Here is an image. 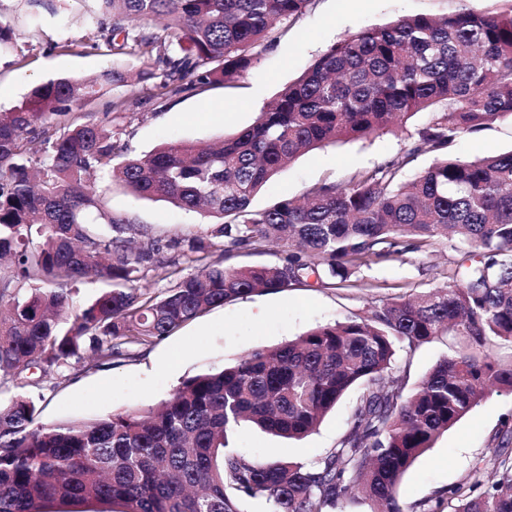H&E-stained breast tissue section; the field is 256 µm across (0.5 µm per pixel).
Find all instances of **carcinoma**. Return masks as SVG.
I'll return each instance as SVG.
<instances>
[{
  "label": "carcinoma",
  "mask_w": 512,
  "mask_h": 512,
  "mask_svg": "<svg viewBox=\"0 0 512 512\" xmlns=\"http://www.w3.org/2000/svg\"><path fill=\"white\" fill-rule=\"evenodd\" d=\"M309 0H95L83 45L152 62L137 74L145 98L197 93L236 80L277 24ZM443 16L401 17L329 46L260 112L216 143L165 144L123 154L128 100L99 123L75 110L107 86L56 79L0 113V384L19 393L0 405V512H44L54 501H112L120 512H336L359 496L375 512H512V455L505 434L493 475L406 506L400 482L417 458L494 393H512V150L474 161L449 155L457 138L512 117V0H470ZM39 28L54 0H29ZM432 114L417 145L344 183L263 208L253 197L298 155L364 139ZM420 152L437 159L410 180ZM107 175L143 198H163L219 219L204 236L164 239L105 208L91 177ZM221 253H216L217 244ZM286 248L274 266L227 264L235 250ZM448 243L475 251L451 283L376 306L363 317L315 327L258 349L235 365L187 378L155 407L52 425L37 422L26 393L35 375L71 361L110 364L207 310L255 291L334 288L363 266ZM193 268L183 273L181 265ZM167 269L158 294L137 287ZM112 287L75 305L74 285ZM459 347L416 389L390 376L397 351L440 336ZM352 426L316 463L257 457L229 446L244 423L302 439L349 390Z\"/></svg>",
  "instance_id": "cac0c4a2"
}]
</instances>
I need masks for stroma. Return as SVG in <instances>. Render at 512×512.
<instances>
[{"label": "stroma", "instance_id": "1", "mask_svg": "<svg viewBox=\"0 0 512 512\" xmlns=\"http://www.w3.org/2000/svg\"><path fill=\"white\" fill-rule=\"evenodd\" d=\"M457 5V0H310L303 15L280 24L275 42L261 49L252 69L233 83L165 100L133 102L125 120L124 152L140 157L169 142L234 135L347 34L405 15L440 16ZM86 8L85 0H67L64 15L44 16L39 33L32 36L27 0H0V23L13 27L25 43L23 55H0V113L12 110L34 87L50 80L90 78L114 66L133 73L148 67V60L137 55L117 58L103 45L78 46ZM430 118L422 112L406 129L342 140L306 153L281 169L253 205L262 208L277 199L297 198L316 185L346 181L357 170L403 155ZM511 149L512 120L505 118L458 138L451 152L474 160ZM97 187L107 209L132 214L169 238L205 234L212 222L207 215L167 201L138 197L106 177L99 178ZM459 257L449 245L437 244L362 268L347 287L256 292L205 312L155 344L134 350L122 363L74 365L41 377L28 392L37 402L39 422L46 424L143 410L170 399L195 374L229 366L254 350L281 345L311 328L367 315L373 306L393 298L446 285ZM456 349L453 337H438L411 353H398L393 373L405 375L408 387H415ZM357 397V392H349L304 439L288 441L244 427L230 434L229 445L255 456L316 462L350 429ZM506 425L512 427V395L488 396L412 465L399 485L400 500L410 505L433 497L477 467L492 471L498 434Z\"/></svg>", "mask_w": 512, "mask_h": 512}]
</instances>
